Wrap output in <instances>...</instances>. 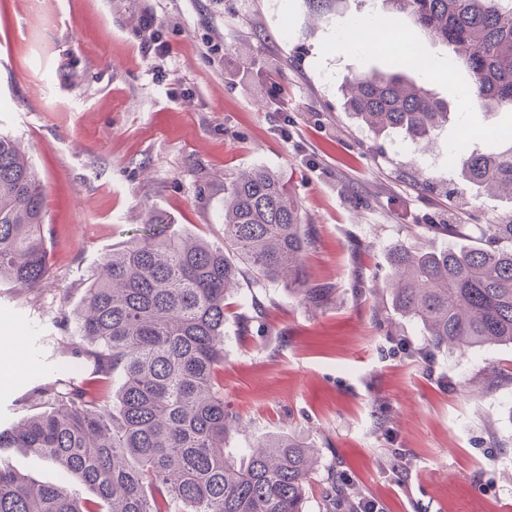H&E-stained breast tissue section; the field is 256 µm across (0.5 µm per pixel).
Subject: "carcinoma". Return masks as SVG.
<instances>
[{"label":"carcinoma","mask_w":512,"mask_h":512,"mask_svg":"<svg viewBox=\"0 0 512 512\" xmlns=\"http://www.w3.org/2000/svg\"><path fill=\"white\" fill-rule=\"evenodd\" d=\"M447 45L472 74L468 95L512 106V0H388ZM347 109L375 133L425 139L448 107L424 86L371 73L345 83ZM461 175L489 193L512 186V147L473 152ZM45 211L33 164L0 134V280L28 290L49 279ZM484 245L390 251L392 301L422 326L432 350L512 344L511 224H478ZM309 232L281 178L263 166L224 195V242L175 237L155 220L104 255L75 313L84 350L76 383L33 388L34 414L0 430L16 448L55 465L93 493L80 498L0 458V512H302L316 450L288 434L224 456L236 416L224 408L225 300L246 277L285 284L307 304L329 290L307 285ZM123 382L111 385L115 373ZM349 499L336 481L324 512Z\"/></svg>","instance_id":"1"}]
</instances>
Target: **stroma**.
<instances>
[{
  "label": "stroma",
  "mask_w": 512,
  "mask_h": 512,
  "mask_svg": "<svg viewBox=\"0 0 512 512\" xmlns=\"http://www.w3.org/2000/svg\"><path fill=\"white\" fill-rule=\"evenodd\" d=\"M364 16L409 34L431 72L397 64L393 38L381 52L333 49ZM152 29L174 55L143 53ZM242 64L251 82L239 81ZM396 71L453 113L430 143L370 132L346 108V80ZM470 80L387 0L318 13L308 0H0V133L42 185L51 272L34 291L0 282V427L28 415L34 386L76 377L86 342L56 318L81 307L105 253L152 219L223 242L225 188L263 166L286 181L312 236L309 285L330 294L312 306L280 284L233 292L224 402L238 425L225 454L283 434L316 448L304 512H323L334 474L383 512H506L512 345L429 351L390 294L393 245H476L435 227L512 219V197L477 193L460 174L464 154L512 146L465 139L467 128H512L511 107L466 104ZM6 458L90 494L36 456Z\"/></svg>",
  "instance_id": "stroma-1"
}]
</instances>
